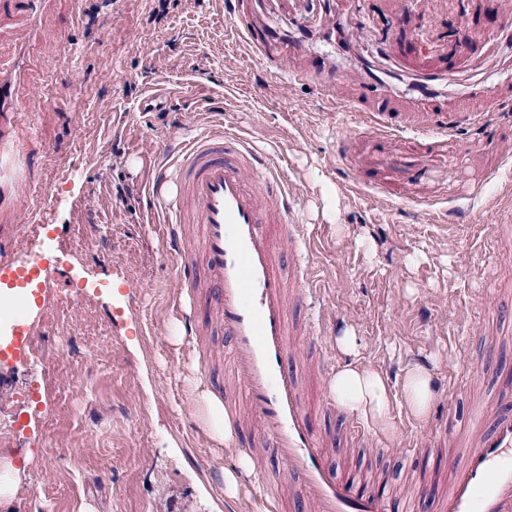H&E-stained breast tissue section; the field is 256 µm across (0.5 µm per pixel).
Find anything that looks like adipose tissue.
I'll use <instances>...</instances> for the list:
<instances>
[{"instance_id":"1","label":"adipose tissue","mask_w":512,"mask_h":512,"mask_svg":"<svg viewBox=\"0 0 512 512\" xmlns=\"http://www.w3.org/2000/svg\"><path fill=\"white\" fill-rule=\"evenodd\" d=\"M332 391L347 411L380 429L389 428L390 387L379 372L347 364L334 375ZM402 391L408 412L415 418H426L437 396L431 373L420 365H410L403 377Z\"/></svg>"}]
</instances>
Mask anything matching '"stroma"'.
I'll use <instances>...</instances> for the list:
<instances>
[{
	"instance_id": "35a3bbf8",
	"label": "stroma",
	"mask_w": 512,
	"mask_h": 512,
	"mask_svg": "<svg viewBox=\"0 0 512 512\" xmlns=\"http://www.w3.org/2000/svg\"><path fill=\"white\" fill-rule=\"evenodd\" d=\"M498 10L512 12V0H427L401 19L391 0H350L342 12L336 0H51L36 28L0 31L5 55L23 44L28 70L15 127L29 159L13 213L24 229L14 245L21 257L61 259L29 353L0 367V475L18 477L0 512H30L37 494L46 512H256L248 486L224 494L240 448L206 430L212 387L226 380L223 339L185 336L177 260L143 188L173 126L191 130L221 111L260 146L284 149L300 219L315 234L317 288L335 329L312 377L317 398L351 361L390 382L389 433L341 410L315 411L322 433L358 425L365 434L363 446H335L332 458L395 493L430 487L427 512H436L463 451L413 457L408 447L439 444L444 416L467 431L512 381V240L491 237L512 225V159L492 151L512 136V91L482 124L457 123L443 177L385 197L352 186L337 147L353 117L324 96L325 74L292 80L274 69L291 45L308 42L311 59L355 97L357 74L399 33L416 31L426 45L472 57L448 88L468 112L471 87L500 91L512 77V28L495 23ZM250 19L278 37L260 56L245 41ZM468 29L478 38L465 40ZM60 33L69 54L56 50ZM199 72L208 90L189 96ZM154 93L157 111L141 115ZM475 142L484 146L477 160ZM121 185L129 194L118 195ZM43 200L60 233L26 229ZM345 329L358 338L351 355L336 343ZM416 362L438 392L423 420L402 406L403 376ZM50 442L61 455L47 454Z\"/></svg>"
}]
</instances>
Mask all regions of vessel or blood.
<instances>
[{
	"label": "vessel or blood",
	"instance_id": "1",
	"mask_svg": "<svg viewBox=\"0 0 512 512\" xmlns=\"http://www.w3.org/2000/svg\"><path fill=\"white\" fill-rule=\"evenodd\" d=\"M49 0H0V25L28 28L42 19ZM400 69L423 85L452 80L458 70L434 50L404 48L396 53ZM19 100L0 114V194L16 189L12 163L19 157L11 130ZM446 100L431 112H394L390 107L361 110L341 151L355 185L388 189L413 184L429 170L430 158L445 153L448 130L456 119ZM416 130L407 149H396L398 126ZM162 156L164 170L149 185L150 209H163L164 229L178 258L179 295L203 297L204 321L186 319L187 335L200 336L207 323L223 336L227 374L239 399L217 391L231 433V445L248 454L273 450L288 467L289 482L270 485L263 474L254 482L274 503L285 500L315 512H393L380 487L338 475L326 453L327 437L314 426L301 381L303 366L287 367L304 337L320 351L318 320L294 321L292 306H305L316 292L313 241L298 233V198L284 167L261 151L253 135L238 131L227 113H215L208 128L191 137L173 135ZM56 259L33 255L18 263L14 250L0 245V285L17 291L26 310L52 288ZM33 325L22 321L7 357L24 358ZM454 443L467 450L438 502V512H512V400L503 399L490 418H476L466 436Z\"/></svg>",
	"mask_w": 512,
	"mask_h": 512
}]
</instances>
